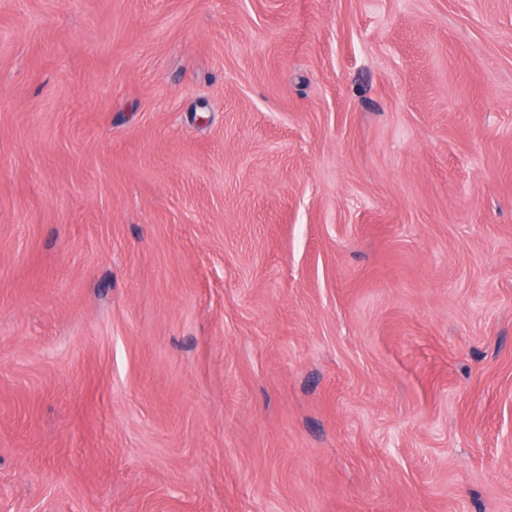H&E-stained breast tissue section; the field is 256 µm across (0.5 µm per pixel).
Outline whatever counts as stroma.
Listing matches in <instances>:
<instances>
[{
  "mask_svg": "<svg viewBox=\"0 0 512 512\" xmlns=\"http://www.w3.org/2000/svg\"><path fill=\"white\" fill-rule=\"evenodd\" d=\"M0 512H512V0H0Z\"/></svg>",
  "mask_w": 512,
  "mask_h": 512,
  "instance_id": "35a3bbf8",
  "label": "stroma"
}]
</instances>
